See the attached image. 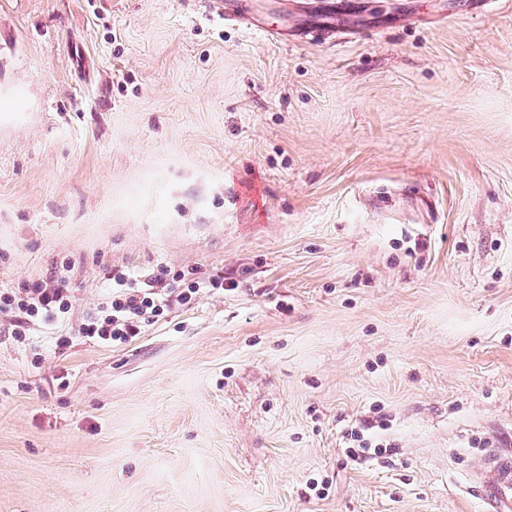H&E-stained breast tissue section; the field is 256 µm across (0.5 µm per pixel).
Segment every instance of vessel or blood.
Masks as SVG:
<instances>
[{
  "mask_svg": "<svg viewBox=\"0 0 512 512\" xmlns=\"http://www.w3.org/2000/svg\"><path fill=\"white\" fill-rule=\"evenodd\" d=\"M290 0H278L272 9L259 11L250 8L244 0H210V14L223 20L225 25L241 27L264 36L273 43L296 44L297 41L323 36L333 38L338 35H351L348 26L336 19V8L323 5L312 13L302 25L285 29L281 14L287 13ZM472 489L494 512H512V458L491 451L479 459L470 480Z\"/></svg>",
  "mask_w": 512,
  "mask_h": 512,
  "instance_id": "b4317fda",
  "label": "vessel or blood"
}]
</instances>
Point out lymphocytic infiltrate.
<instances>
[{
  "label": "lymphocytic infiltrate",
  "mask_w": 512,
  "mask_h": 512,
  "mask_svg": "<svg viewBox=\"0 0 512 512\" xmlns=\"http://www.w3.org/2000/svg\"><path fill=\"white\" fill-rule=\"evenodd\" d=\"M108 302L86 316L76 328L67 322L75 302V290L63 270L37 282H22L0 290L1 333L19 340L32 327L56 331L58 351L82 338L102 347L130 344L144 336L147 328L166 317L173 305L187 306L203 295L220 294L224 281L199 276L190 269L170 273L165 267L132 276L125 270L109 272Z\"/></svg>",
  "instance_id": "f902f5d3"
}]
</instances>
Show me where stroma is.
I'll list each match as a JSON object with an SVG mask.
<instances>
[{"mask_svg": "<svg viewBox=\"0 0 512 512\" xmlns=\"http://www.w3.org/2000/svg\"><path fill=\"white\" fill-rule=\"evenodd\" d=\"M0 0V289L224 293L120 348L0 335V512H486L512 453V0ZM323 484L316 494L314 483ZM244 1L211 0L207 3L209 13L223 20L225 26L251 30L273 43L288 42V45H295L297 41L318 35L326 39L336 35H356L351 28L336 20V5L321 6L305 23L288 31L280 23V17L282 13H288L292 5L290 2L295 0H282V3H275L267 11L252 9ZM470 487L497 512L512 510V458L494 451L479 459Z\"/></svg>", "mask_w": 512, "mask_h": 512, "instance_id": "obj_1", "label": "stroma"}]
</instances>
